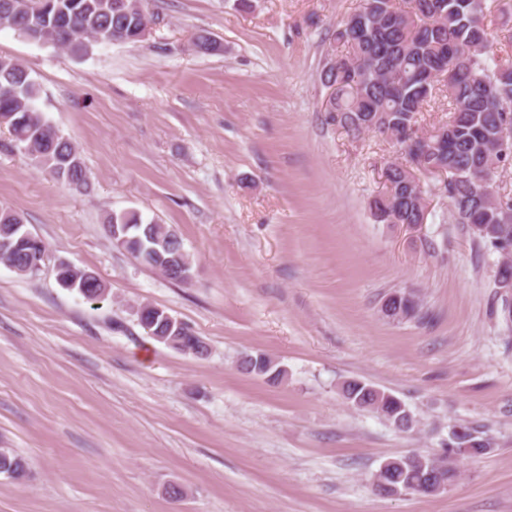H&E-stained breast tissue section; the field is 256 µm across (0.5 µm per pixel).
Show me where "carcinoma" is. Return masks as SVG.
Listing matches in <instances>:
<instances>
[{
  "instance_id": "carcinoma-1",
  "label": "carcinoma",
  "mask_w": 512,
  "mask_h": 512,
  "mask_svg": "<svg viewBox=\"0 0 512 512\" xmlns=\"http://www.w3.org/2000/svg\"><path fill=\"white\" fill-rule=\"evenodd\" d=\"M35 14L43 43L64 44L67 52L81 56L96 44L112 42V32L125 34L123 41H141L142 20L153 19L147 0H0V25L13 24L18 9ZM471 0H363L336 29L335 63L327 66L324 83L331 89L327 111L330 118L357 139L368 132L363 126L370 113L380 112L375 131L407 146L412 127L419 125L424 107L439 92L448 99V121L430 135L443 141L448 150L437 149L427 161L448 169V182L441 192L461 224L473 226L476 241L500 254L503 267L512 270V224L501 223L503 212L486 205L481 195L490 188L484 175L493 168L512 163V146L504 152L494 149L500 129L512 126V35L503 46H494L485 22L471 17ZM0 117L13 118L0 124L20 147L55 178L67 183L85 182L81 157L71 142L41 112L35 101L39 88L27 68L18 60L0 56ZM385 185L370 201L374 217L385 224H422L425 217L416 196L417 187L407 185L398 163L387 165ZM146 221L130 210L108 218V224H130L132 231ZM21 216L0 207V237L15 236L12 225ZM154 237L164 240L173 229L154 220ZM147 238L127 251L146 265L168 273V279L186 283L180 266H192L188 253L171 243L168 249L148 252ZM20 245L10 253L0 252V263L9 262L20 275H30L28 251ZM87 271L73 268L57 271L65 285L73 279L85 282L79 293L90 302L102 299L98 279L85 278ZM239 369L250 376L281 383L287 370L270 356L259 353L241 358ZM341 394L351 405L383 415L396 423V403L386 393L360 380H348ZM489 445L478 431L463 427L451 430L450 448H467L475 456ZM27 473L26 461L8 448H0V468Z\"/></svg>"
}]
</instances>
